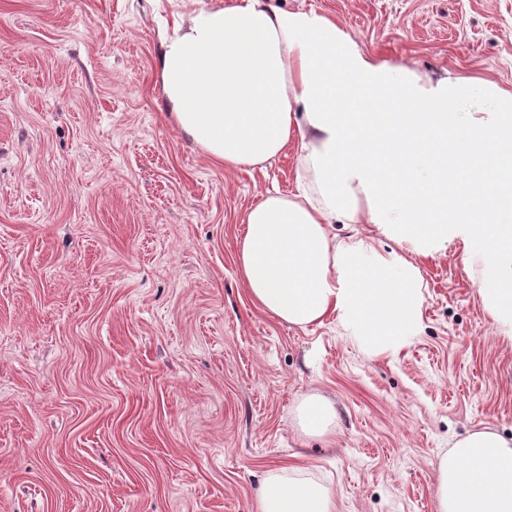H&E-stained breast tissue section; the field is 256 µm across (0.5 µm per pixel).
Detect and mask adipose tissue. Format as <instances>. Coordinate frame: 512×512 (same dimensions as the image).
Masks as SVG:
<instances>
[{"instance_id": "adipose-tissue-1", "label": "adipose tissue", "mask_w": 512, "mask_h": 512, "mask_svg": "<svg viewBox=\"0 0 512 512\" xmlns=\"http://www.w3.org/2000/svg\"><path fill=\"white\" fill-rule=\"evenodd\" d=\"M161 92L176 126L235 169L300 141L295 189L246 212L237 265L253 302L301 328L333 317L377 353L423 327L417 258L463 240L479 292L512 340V90L461 74L422 78L362 50L336 22L266 0H230L177 21L164 41ZM371 235L337 238L336 225ZM301 435L336 432L313 394ZM437 512H512V437L473 432L436 474ZM257 512H335L299 467L263 476Z\"/></svg>"}]
</instances>
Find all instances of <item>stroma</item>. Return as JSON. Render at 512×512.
Listing matches in <instances>:
<instances>
[{
  "label": "stroma",
  "instance_id": "35a3bbf8",
  "mask_svg": "<svg viewBox=\"0 0 512 512\" xmlns=\"http://www.w3.org/2000/svg\"><path fill=\"white\" fill-rule=\"evenodd\" d=\"M224 2L0 0V512H255L294 464L336 512H437L451 443L512 435V342L461 240L418 259L424 328L395 353L251 300L243 219L293 190L299 143L225 167L160 92L175 17ZM269 2L422 76L512 89V0ZM312 393L335 440L296 431Z\"/></svg>",
  "mask_w": 512,
  "mask_h": 512
}]
</instances>
